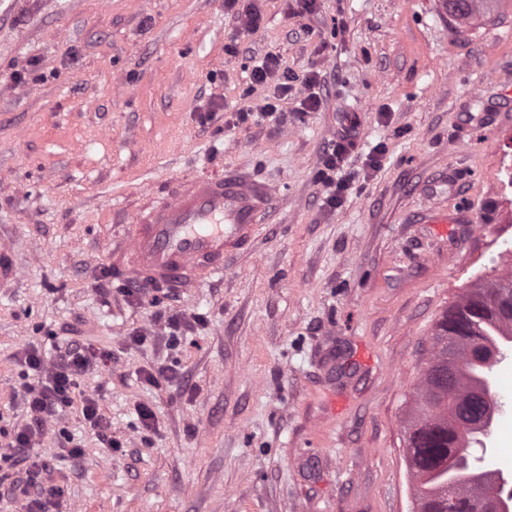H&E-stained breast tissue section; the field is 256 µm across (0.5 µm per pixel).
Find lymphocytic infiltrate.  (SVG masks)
I'll return each mask as SVG.
<instances>
[{
    "mask_svg": "<svg viewBox=\"0 0 512 512\" xmlns=\"http://www.w3.org/2000/svg\"><path fill=\"white\" fill-rule=\"evenodd\" d=\"M250 80L253 84L274 83L272 102L266 103L258 113L259 118L278 114L280 103L287 99L294 85H301L300 115L317 111L322 103L321 79L310 72L296 77L283 67L277 56H267L261 64L252 67ZM348 152L346 140L332 142L324 152L321 166L316 173L317 181L325 189L324 206L334 209L343 203V193L348 186L339 175ZM103 351L72 340L58 350L53 361H45L41 352L33 347L23 349L17 355L22 378L20 396L27 420L19 428L0 424V486H6L8 495L21 502L24 512H57L62 492L45 482L44 474L50 466L33 454V448L43 435L49 421L62 418L74 402H81L82 415L94 430L101 447L112 449L117 445L111 427L99 412L96 398H77L76 379L103 360Z\"/></svg>",
    "mask_w": 512,
    "mask_h": 512,
    "instance_id": "obj_1",
    "label": "lymphocytic infiltrate"
}]
</instances>
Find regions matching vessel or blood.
Instances as JSON below:
<instances>
[{"label": "vessel or blood", "mask_w": 512, "mask_h": 512, "mask_svg": "<svg viewBox=\"0 0 512 512\" xmlns=\"http://www.w3.org/2000/svg\"><path fill=\"white\" fill-rule=\"evenodd\" d=\"M275 197L267 183L238 171L181 177L171 197L138 210L112 242V273L147 288L189 290L223 273L228 257L251 252ZM21 279L16 242L0 233V295Z\"/></svg>", "instance_id": "b4317fda"}]
</instances>
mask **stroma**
I'll list each match as a JSON object with an SVG mask.
<instances>
[{
	"instance_id": "obj_1",
	"label": "stroma",
	"mask_w": 512,
	"mask_h": 512,
	"mask_svg": "<svg viewBox=\"0 0 512 512\" xmlns=\"http://www.w3.org/2000/svg\"><path fill=\"white\" fill-rule=\"evenodd\" d=\"M261 16L237 36L225 0H35L0 7V229L22 246V286L0 296V418L20 423L14 353L79 339L110 352L78 391L122 444L101 448L79 410L36 451L56 464L63 512H411L403 417L444 307L512 267V0L451 27L441 0H239ZM279 56L318 72L304 117L238 122ZM213 122L198 121L207 103ZM355 147L342 205L316 173L342 131ZM386 153L365 172L376 145ZM237 168L277 196L251 254L175 295L203 315L180 344L152 294L96 280L120 221L177 178ZM449 223H431L433 209ZM148 331L143 346L128 343ZM164 365L183 387L148 385ZM512 356L484 467L512 475ZM155 417L143 432L141 405Z\"/></svg>"
}]
</instances>
